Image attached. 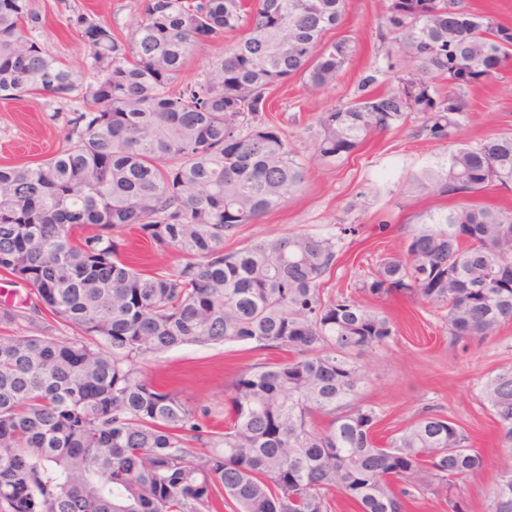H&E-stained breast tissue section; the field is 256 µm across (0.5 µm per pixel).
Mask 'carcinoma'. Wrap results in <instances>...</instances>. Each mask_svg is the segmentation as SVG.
<instances>
[{"label":"carcinoma","instance_id":"1","mask_svg":"<svg viewBox=\"0 0 512 512\" xmlns=\"http://www.w3.org/2000/svg\"><path fill=\"white\" fill-rule=\"evenodd\" d=\"M346 0H144L127 37L76 18L92 74L49 55L31 0H0V99L78 97L73 142L32 164L0 163V272L30 305L0 307V512H406L427 493L469 512L457 479L485 466L471 437L437 408L381 436L359 358L387 345L393 319L325 291L339 233L224 240L279 207L306 164L262 120L273 87L319 90L355 57L331 40ZM244 36L203 80L183 76L213 38ZM378 38L413 67L363 73L349 102L318 113L312 159L342 162L367 138L416 117L413 136L448 142L418 181L456 205L413 229L355 290L400 293L445 313L448 343L486 339L512 321V208L472 198L512 192V132L475 144L466 90L512 61V26L460 0H386ZM448 83V92L437 82ZM135 227L175 272L122 258ZM72 330L56 336L57 326ZM249 344L267 356L227 385L224 418L150 383L143 367L183 346ZM507 451L486 512H512V367L480 382Z\"/></svg>","mask_w":512,"mask_h":512}]
</instances>
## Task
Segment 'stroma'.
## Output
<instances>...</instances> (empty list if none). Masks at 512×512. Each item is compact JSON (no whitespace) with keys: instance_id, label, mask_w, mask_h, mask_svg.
Segmentation results:
<instances>
[{"instance_id":"35a3bbf8","label":"stroma","mask_w":512,"mask_h":512,"mask_svg":"<svg viewBox=\"0 0 512 512\" xmlns=\"http://www.w3.org/2000/svg\"><path fill=\"white\" fill-rule=\"evenodd\" d=\"M31 2L42 18L36 38L66 65L84 71L90 49L77 17H91L124 36L141 15L142 0ZM381 14L382 0H346L343 20L331 35L357 39L359 55L332 86L310 90L293 80L273 90L272 108L264 118L281 127L290 145L308 158L306 179L282 205L256 223L242 225L225 243L237 249L256 239L299 231L328 235L336 233L339 224L356 225L358 232L346 237L327 283L333 294L349 292L380 257L401 253L410 230L420 227L429 213L453 203L446 196L430 198L415 191V179L446 159L451 146L413 138L408 124L371 136L342 164L324 165L311 158L307 128L318 112L347 103L364 71L389 60L400 71L408 66L401 56H388L386 45L378 40ZM468 97L473 110L466 141L512 129V64L473 86ZM82 107L81 101L49 93L0 100V163L53 156L67 144V116ZM375 305L388 312L398 328L388 345L364 358L370 377L365 395L382 411L383 429L405 424L427 404L462 426L486 465L480 476L461 479L459 485L469 512H485L503 449L493 416L477 398V384L488 373L512 366V323L485 340L466 339L452 346L440 312L401 295L376 300ZM261 357L247 344L186 346L158 355L146 364L144 374L177 388L192 405L217 413L224 407L225 382Z\"/></svg>"}]
</instances>
